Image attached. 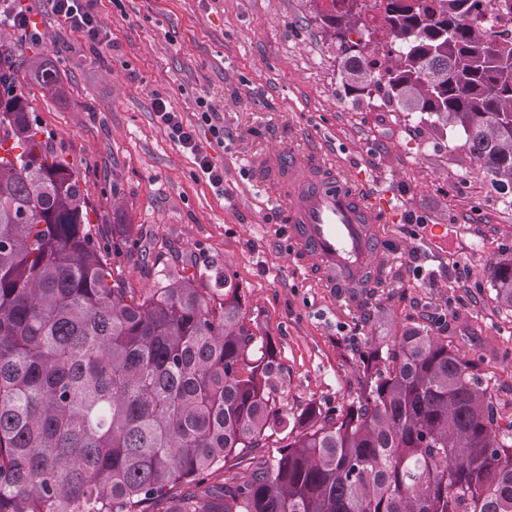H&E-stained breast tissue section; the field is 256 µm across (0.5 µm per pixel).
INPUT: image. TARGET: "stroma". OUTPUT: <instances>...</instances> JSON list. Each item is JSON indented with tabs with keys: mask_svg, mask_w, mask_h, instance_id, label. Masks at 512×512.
I'll list each match as a JSON object with an SVG mask.
<instances>
[{
	"mask_svg": "<svg viewBox=\"0 0 512 512\" xmlns=\"http://www.w3.org/2000/svg\"><path fill=\"white\" fill-rule=\"evenodd\" d=\"M23 3L40 34L24 54L44 56L66 95L32 81L21 91L87 182L92 232L130 287L152 288L179 260L215 288L232 277L277 350L291 413L342 406L367 339L425 322L494 372L498 401L512 403V317L490 290L491 261L512 253V191L426 114L356 97L309 0H90L96 42L63 27L51 0ZM158 96L223 168V195L158 122ZM202 100L223 118L225 146L213 144ZM313 151L388 196L397 220L378 227L385 289L335 290L292 258L282 205L258 187V168ZM410 213L421 223H406ZM119 224L134 235L116 251Z\"/></svg>",
	"mask_w": 512,
	"mask_h": 512,
	"instance_id": "stroma-1",
	"label": "stroma"
}]
</instances>
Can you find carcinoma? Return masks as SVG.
Here are the masks:
<instances>
[{"label": "carcinoma", "mask_w": 512, "mask_h": 512, "mask_svg": "<svg viewBox=\"0 0 512 512\" xmlns=\"http://www.w3.org/2000/svg\"><path fill=\"white\" fill-rule=\"evenodd\" d=\"M310 2L345 84L460 132L512 189V42L487 40L465 0H392L379 76V43L352 39L361 0ZM30 77L65 95L43 60L0 64V512H512V414L448 337H370L355 396L290 417L283 366L233 282L219 294L183 266L126 287L89 190L16 92ZM491 289L512 316V254L491 263Z\"/></svg>", "instance_id": "cac0c4a2"}]
</instances>
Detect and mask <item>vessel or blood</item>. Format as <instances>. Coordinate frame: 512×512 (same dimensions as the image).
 I'll use <instances>...</instances> for the list:
<instances>
[{
  "label": "vessel or blood",
  "instance_id": "obj_1",
  "mask_svg": "<svg viewBox=\"0 0 512 512\" xmlns=\"http://www.w3.org/2000/svg\"><path fill=\"white\" fill-rule=\"evenodd\" d=\"M261 176L287 207L297 257L313 259L327 287H345L373 268L381 248L375 227L390 221V208L363 194L357 177L339 178L333 167L314 159L266 166Z\"/></svg>",
  "mask_w": 512,
  "mask_h": 512
}]
</instances>
